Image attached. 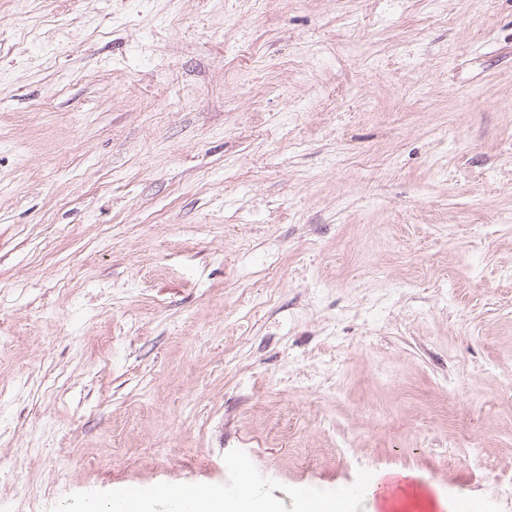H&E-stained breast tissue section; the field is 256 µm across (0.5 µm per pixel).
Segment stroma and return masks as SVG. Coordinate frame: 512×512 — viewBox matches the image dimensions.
<instances>
[{
    "label": "stroma",
    "instance_id": "stroma-1",
    "mask_svg": "<svg viewBox=\"0 0 512 512\" xmlns=\"http://www.w3.org/2000/svg\"><path fill=\"white\" fill-rule=\"evenodd\" d=\"M0 457L512 512V0H0ZM409 476L402 473H386L373 478L374 487H384L385 491L372 500L379 505L378 511L389 510L408 512L412 510H432L434 503L427 499L419 488L406 487ZM400 489V494L396 490Z\"/></svg>",
    "mask_w": 512,
    "mask_h": 512
}]
</instances>
